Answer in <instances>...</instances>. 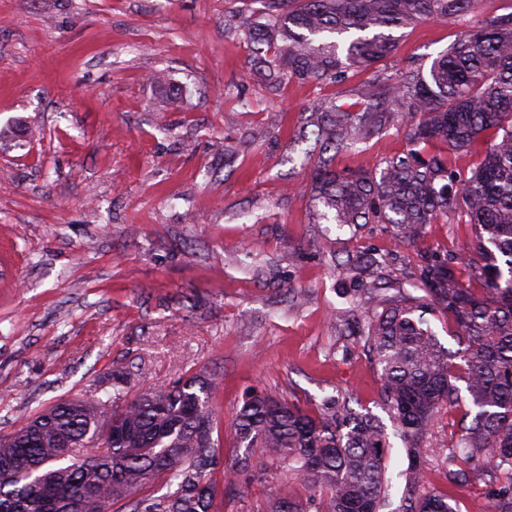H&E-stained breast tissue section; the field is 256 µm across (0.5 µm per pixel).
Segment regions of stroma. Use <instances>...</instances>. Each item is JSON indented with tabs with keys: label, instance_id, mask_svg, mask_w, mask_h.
I'll use <instances>...</instances> for the list:
<instances>
[{
	"label": "stroma",
	"instance_id": "1",
	"mask_svg": "<svg viewBox=\"0 0 512 512\" xmlns=\"http://www.w3.org/2000/svg\"><path fill=\"white\" fill-rule=\"evenodd\" d=\"M250 3L0 0V128L39 133L0 141V438L114 369L146 390L204 369L221 380L211 406L230 461L233 419L255 390L311 412L335 397L380 413L339 262L375 255L384 298L398 300L416 294L426 256L456 252L461 281L483 287L473 231L456 216L410 246L388 224L317 223L310 196L293 192L311 178L302 162L315 143L296 140L307 109L328 98L358 109L379 80L429 67L463 19L402 29L392 59L346 81L271 88L252 75V47L224 28ZM177 90L187 107L168 106ZM227 145L238 151L230 170ZM406 149L395 126L335 166L371 168ZM462 414L440 410L426 485L460 512H488L483 465L448 455ZM452 469L465 480L449 482ZM212 481L216 512H265L303 493L257 462L240 477L245 493L223 468Z\"/></svg>",
	"mask_w": 512,
	"mask_h": 512
}]
</instances>
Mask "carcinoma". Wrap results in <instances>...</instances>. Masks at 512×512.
<instances>
[{
	"instance_id": "cac0c4a2",
	"label": "carcinoma",
	"mask_w": 512,
	"mask_h": 512,
	"mask_svg": "<svg viewBox=\"0 0 512 512\" xmlns=\"http://www.w3.org/2000/svg\"><path fill=\"white\" fill-rule=\"evenodd\" d=\"M241 39L255 50L254 69L271 87L292 79L344 80L390 56L394 31L422 19L474 12L476 0H252ZM409 149L371 169L333 166V153L356 150L390 129L394 115ZM479 166L456 173L426 153L433 140L450 150L482 143ZM315 137L312 194L317 218L340 227L391 224L411 245L425 225L454 212L474 228L486 288L456 274L457 256L420 268L424 295L380 301L377 285L357 282L349 301L362 309L355 335L375 355L382 406L396 424L406 459L402 512H457L448 495L425 486L422 447L442 405L475 411L460 421L451 447L493 462L490 512H512V14L478 21L433 59L428 70L387 78L357 112L321 100L298 139ZM451 314L456 350L445 347L425 315ZM134 373L115 369L104 395L94 390L56 403L0 440V512H215L211 474L223 449L209 399L215 374L180 376L171 388L129 398ZM234 430L243 454L224 467L236 485L253 456L277 464L306 489L273 502L270 512H379L390 448L382 419L329 399L313 415L299 405L251 392ZM161 495L128 498L152 480Z\"/></svg>"
}]
</instances>
